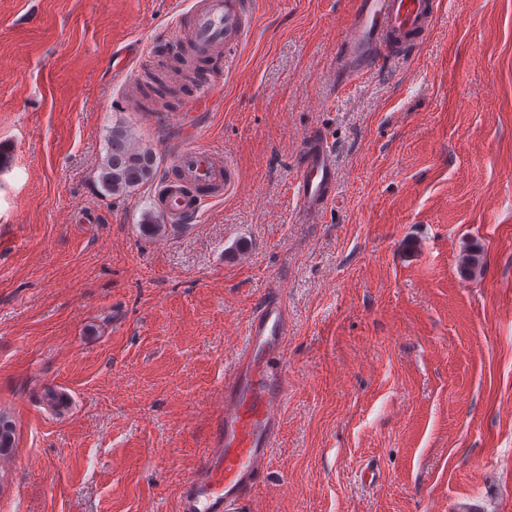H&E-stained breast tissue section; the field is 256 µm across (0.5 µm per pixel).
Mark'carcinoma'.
Here are the masks:
<instances>
[{
    "label": "carcinoma",
    "mask_w": 512,
    "mask_h": 512,
    "mask_svg": "<svg viewBox=\"0 0 512 512\" xmlns=\"http://www.w3.org/2000/svg\"><path fill=\"white\" fill-rule=\"evenodd\" d=\"M162 70L145 75L144 86L156 92L162 100L185 89L184 83L170 79ZM99 182L113 195H126L132 190L151 182L157 172L156 154L153 148L135 143L123 126H114L108 139V151L99 167ZM485 255L481 246L474 244L465 249L461 258L460 274L471 278L481 272Z\"/></svg>",
    "instance_id": "1"
}]
</instances>
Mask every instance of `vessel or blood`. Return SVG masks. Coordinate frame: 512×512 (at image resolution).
<instances>
[{
    "instance_id": "1",
    "label": "vessel or blood",
    "mask_w": 512,
    "mask_h": 512,
    "mask_svg": "<svg viewBox=\"0 0 512 512\" xmlns=\"http://www.w3.org/2000/svg\"><path fill=\"white\" fill-rule=\"evenodd\" d=\"M441 5L442 0H356L352 19L333 47L330 70L337 86L376 70L392 55H415ZM249 12V0H202L193 10L190 30L194 57L220 56L241 43ZM219 94L218 84L197 80L190 105L209 108ZM301 153L294 185L298 218L318 224L336 199L335 154L320 130L306 136ZM231 183L232 170L215 151L195 144L181 147L173 173L159 188L166 217L177 223L197 217ZM247 332L246 349L215 407L201 471L188 481L179 512H242L240 498L266 469L277 442L278 412L288 391L285 375L272 365L288 342V316L279 298L258 303Z\"/></svg>"
}]
</instances>
